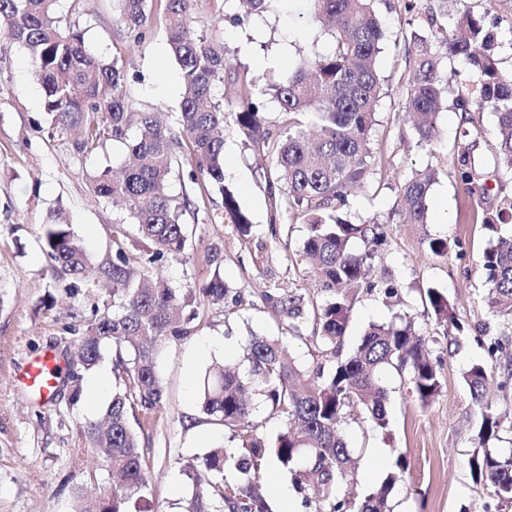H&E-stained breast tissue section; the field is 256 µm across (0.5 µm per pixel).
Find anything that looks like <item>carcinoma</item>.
<instances>
[{
	"instance_id": "cac0c4a2",
	"label": "carcinoma",
	"mask_w": 512,
	"mask_h": 512,
	"mask_svg": "<svg viewBox=\"0 0 512 512\" xmlns=\"http://www.w3.org/2000/svg\"><path fill=\"white\" fill-rule=\"evenodd\" d=\"M61 2L0 0V37L26 49L54 125L81 130L78 151H90L108 138L126 146L120 175L108 169L95 174L92 192L97 201L123 203L140 237L142 262L136 280L123 247L126 232L123 223H117L110 272L112 311L82 332L71 328L78 334L79 368L88 371L96 366L110 342L119 371V385L102 417L84 426L89 447L109 464L108 485L94 502L80 498L78 512H153L152 481L143 467L144 448L132 421L138 420V413L163 405L158 350L190 335L184 309L195 301L193 290L173 288L151 270L156 261L182 256L187 248L185 215L193 202L186 193H167L166 185L176 167L187 162L190 182L217 188L224 212L241 234H249L248 216L224 186V138L219 130L232 123L246 147L272 158L273 211L282 210L307 224L303 252L314 261V276L329 289L360 287L368 255L353 252L350 243L361 238L378 245L383 227L375 220L354 222L340 210L347 205L351 188L368 184L376 175L371 141L382 93L376 60L385 31L374 8L376 0H307L311 22L331 32V47L303 60L288 79L273 86V102L282 120L275 133L247 73H233V83L242 87L233 107L225 108L224 98L217 97L228 71L224 41L216 34L195 31L196 0H156L153 7L149 0H114L119 21L137 42L145 39L151 9L163 18L166 44L183 85L176 127L171 128L155 113L134 107L124 92V69L91 48ZM277 2L224 0L234 6V23L267 13ZM428 24L431 37L415 35L406 49L413 75L404 112L414 119L417 144L430 146L437 137L435 118L446 96L452 95L454 109L462 114L466 144L457 151L450 175L465 189L478 186L486 193L489 187L478 184L488 175L486 164L475 154L485 132L474 113L489 108L496 114L494 167L512 171V70L500 67L494 34L483 19L463 14L441 24L430 16ZM440 47L463 62L469 82L458 84L442 74ZM434 179L435 173L428 170L404 180L395 206L404 223H427V197ZM482 223L493 230L512 224V196L499 201L496 218L486 217ZM45 241L66 273L85 276L91 258L69 230L63 211L51 215ZM482 264L489 307L512 319V239L499 238L483 253ZM202 293L223 301L229 289L217 277ZM349 297L338 292L334 299L310 308L296 294L276 300L288 315V332L299 334L302 325L313 320L307 365L287 357L280 338L254 336L247 349L248 377L226 364L206 371L198 389L201 410L233 431L237 449L230 453L218 446L201 462L186 467L193 492L183 501L182 512H272L268 499L255 490L261 462L268 456L293 472L294 489L314 506L313 512H388L389 495L400 479L396 472L358 501L337 494L351 458L340 425L351 416L386 428L388 394L379 377L386 367L406 373L413 394L430 402L441 390L438 360L408 318L370 325L353 353L343 355ZM427 298L439 325L457 326L446 296L430 288ZM464 381L473 403L482 405L488 370L474 364L464 373ZM254 395L263 398L269 418L283 424L271 445L260 435L263 422L253 418ZM499 430V417L482 412L469 470L474 483H489L498 497L512 500V448L486 447Z\"/></svg>"
}]
</instances>
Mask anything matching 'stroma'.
Segmentation results:
<instances>
[{"label":"stroma","instance_id":"obj_1","mask_svg":"<svg viewBox=\"0 0 512 512\" xmlns=\"http://www.w3.org/2000/svg\"><path fill=\"white\" fill-rule=\"evenodd\" d=\"M379 0L386 41L377 59L382 97L372 134L377 173L365 187L350 190L352 214L384 223V242L369 248L353 240L354 252H370L367 280L374 290L356 289L343 341L352 351L372 323L408 316L425 336L433 357L440 359L442 387L430 403L410 390L406 374L386 368L388 426L345 420L341 430L353 450L354 466L338 485L339 495H360L378 486L404 458L406 470L389 500L391 512H512V501L497 498L491 487L475 484L468 459L476 446L481 417L463 374L473 364L488 367L493 382L485 403L503 423L491 447L512 448V387L498 381L512 364V341L492 351L502 336L504 319L484 301L488 287L481 257L499 236L484 218L494 217L498 198L512 194V171L490 177V194L467 192L449 176L454 155L464 140L461 115L444 108L436 117L437 138L418 147L403 111L411 66L404 42L411 34L427 35V18L472 13L485 17L498 35L504 69L512 68V0ZM74 19L86 39L106 59H117L126 73L125 90L138 109L171 118L178 112L182 86L170 56L159 15H151L143 42H134L117 18L113 0H82ZM198 30L219 35L228 66L245 64L258 89L285 78L292 65L325 51L327 35L309 21L305 0L286 10L235 24L225 20L210 0H197ZM76 132L56 129L44 111L43 90L34 79L24 49H0V512H73L75 493L92 495L108 482L104 462L82 433L86 420L100 417L106 399L84 392L70 404V388L58 382L53 401L25 391L19 381L24 365L49 351L61 368L74 352L75 329L96 321L112 306L108 273L112 268L115 223L124 215L109 201L91 195L92 175L120 168L123 144L104 140L92 152L76 148ZM225 183L252 224L249 236L223 217V198L214 190L174 176L170 194H189L195 203L187 213L188 256L157 261L154 272L176 288H201L214 277L224 279L239 305L197 297L192 333L184 341L161 347L157 372L165 388L163 407L142 417L143 466L152 479L155 512H180L192 487L183 469L213 446L233 449L229 430L208 421L189 388L213 362H226L249 374L245 349L251 334L284 336L290 355L309 358L308 335H286L288 318L272 298L292 292L317 302L332 299L302 257L306 226L289 217L273 219L268 184L270 162L242 144L233 124L224 127ZM436 170L429 190L427 221L406 224L394 212L399 185L411 170ZM63 209L73 234L92 259L86 277L73 278L47 255L46 223ZM481 221H473V214ZM444 240L445 251L428 242ZM443 293L454 308L455 327L442 329L429 306L427 289ZM220 336L225 346L199 351V342Z\"/></svg>","mask_w":512,"mask_h":512}]
</instances>
